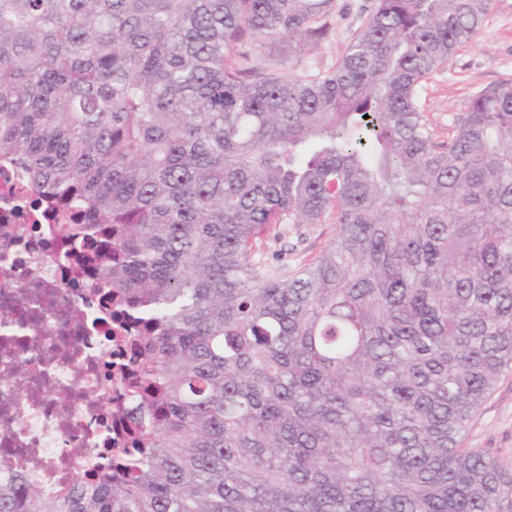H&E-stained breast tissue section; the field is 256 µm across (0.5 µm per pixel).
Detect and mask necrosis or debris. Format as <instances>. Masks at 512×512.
<instances>
[{
	"mask_svg": "<svg viewBox=\"0 0 512 512\" xmlns=\"http://www.w3.org/2000/svg\"><path fill=\"white\" fill-rule=\"evenodd\" d=\"M51 208L0 162V479L53 492L110 471L126 397L112 369V307L58 241Z\"/></svg>",
	"mask_w": 512,
	"mask_h": 512,
	"instance_id": "4bbe7bcc",
	"label": "necrosis or debris"
}]
</instances>
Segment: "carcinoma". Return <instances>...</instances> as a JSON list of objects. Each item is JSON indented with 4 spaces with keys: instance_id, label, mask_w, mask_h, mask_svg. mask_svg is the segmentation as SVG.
<instances>
[{
    "instance_id": "carcinoma-1",
    "label": "carcinoma",
    "mask_w": 512,
    "mask_h": 512,
    "mask_svg": "<svg viewBox=\"0 0 512 512\" xmlns=\"http://www.w3.org/2000/svg\"><path fill=\"white\" fill-rule=\"evenodd\" d=\"M493 0H0V159L146 325L115 470L0 512H512L463 433L512 372V83L448 142L418 91ZM336 236L285 277L272 226ZM376 0H334V9L331 15L332 33L329 39L313 49L306 50L300 55L288 50L282 51L278 44L265 45L257 48V53L272 62L281 64V69L294 74L302 73L304 67L310 70L316 68H329L344 52L347 45L357 35L367 16L371 12ZM302 59V64L297 66V58Z\"/></svg>"
}]
</instances>
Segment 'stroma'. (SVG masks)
<instances>
[{
	"label": "stroma",
	"mask_w": 512,
	"mask_h": 512,
	"mask_svg": "<svg viewBox=\"0 0 512 512\" xmlns=\"http://www.w3.org/2000/svg\"><path fill=\"white\" fill-rule=\"evenodd\" d=\"M375 0H334L332 33L326 41L293 57L280 45L261 47L260 55L281 64L285 71L329 68L335 65L357 35ZM512 82V0H494L482 27L472 40L423 82L419 105L438 141H446L454 117L464 112L477 92ZM336 235L332 223L291 224L270 228L261 243L264 260L279 264L283 272L312 262ZM467 448L489 451L504 466L512 467V373L504 374L488 399L467 425Z\"/></svg>",
	"instance_id": "stroma-1"
}]
</instances>
